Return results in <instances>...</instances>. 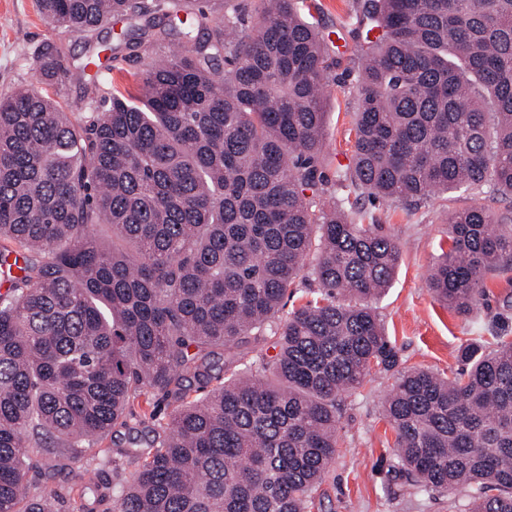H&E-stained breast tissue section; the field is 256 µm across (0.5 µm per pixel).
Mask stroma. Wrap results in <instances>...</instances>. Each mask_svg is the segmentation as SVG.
<instances>
[{
  "label": "stroma",
  "instance_id": "35a3bbf8",
  "mask_svg": "<svg viewBox=\"0 0 512 512\" xmlns=\"http://www.w3.org/2000/svg\"><path fill=\"white\" fill-rule=\"evenodd\" d=\"M305 11L325 38L338 43V63L327 72L325 90L324 164L332 175L348 164L354 143L357 87L351 57L355 0H305ZM120 28V22L113 21L90 35H79L43 19L36 0H0V96L23 87H39L35 55L46 43L59 48L65 67L47 88L57 101L102 94L112 88L136 91L140 74L176 48V37L144 41L132 56L103 60L101 67L83 73L74 67L75 61L84 57L88 42L111 46ZM475 200V195L463 191L435 194L413 211L394 201L364 198L358 202L367 223L382 225L402 245V262L390 288L372 302L398 350L400 367L424 368L450 377L460 369L458 355L464 345L477 343L491 349L496 337L512 336V271L489 275L486 301L466 316L448 309L427 288L433 262L449 245V213ZM395 377L392 371L373 372L369 382L344 397L336 459L317 491L311 512H465L470 489L452 494L424 490L398 464L395 435L382 414L384 397ZM173 407L169 398H136L123 423L86 448L84 462L70 463L67 471L59 472L54 458L38 455L31 481L53 484L59 496L53 512H67L70 499L80 490L78 475L84 463L98 465L107 480L129 478L138 464L121 458L120 449L134 439L151 440Z\"/></svg>",
  "mask_w": 512,
  "mask_h": 512
}]
</instances>
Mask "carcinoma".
<instances>
[{
	"label": "carcinoma",
	"mask_w": 512,
	"mask_h": 512,
	"mask_svg": "<svg viewBox=\"0 0 512 512\" xmlns=\"http://www.w3.org/2000/svg\"><path fill=\"white\" fill-rule=\"evenodd\" d=\"M298 3L246 15L224 0L215 23L179 0H37L75 33L124 21L113 56L170 35L182 50L135 93L0 99V238L19 246L0 251V512H50L35 449L77 460L152 392L178 405L125 449L139 469L111 485L85 467L71 512L109 496L112 512H307L335 460L339 398L375 369L397 371L383 415L419 485L512 512V340L464 347L451 379L398 369L370 300L401 245L349 201L484 195L451 213L427 280L460 315L486 300L487 273L512 269V213L492 208L512 199V0H360L354 149L333 181L330 46ZM36 63L41 80L62 71L49 45ZM304 276L316 295L280 317ZM269 338L274 356L245 360ZM190 378L219 384L189 400Z\"/></svg>",
	"instance_id": "obj_1"
}]
</instances>
